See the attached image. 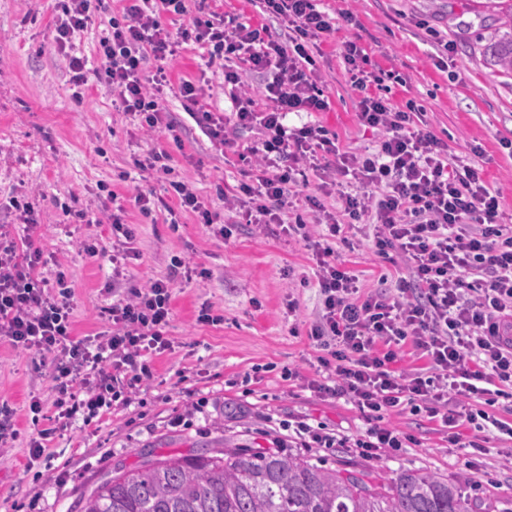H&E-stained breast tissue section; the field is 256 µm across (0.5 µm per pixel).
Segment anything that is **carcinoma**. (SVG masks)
<instances>
[{"mask_svg":"<svg viewBox=\"0 0 512 512\" xmlns=\"http://www.w3.org/2000/svg\"><path fill=\"white\" fill-rule=\"evenodd\" d=\"M507 32L484 48L512 74V0L497 3ZM80 512H471L456 484L403 471L377 480L307 459L250 448L152 459L117 472L80 502Z\"/></svg>","mask_w":512,"mask_h":512,"instance_id":"cac0c4a2","label":"carcinoma"}]
</instances>
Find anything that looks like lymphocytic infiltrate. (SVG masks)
I'll use <instances>...</instances> for the list:
<instances>
[{"label": "lymphocytic infiltrate", "instance_id": "1", "mask_svg": "<svg viewBox=\"0 0 512 512\" xmlns=\"http://www.w3.org/2000/svg\"><path fill=\"white\" fill-rule=\"evenodd\" d=\"M262 3L268 15L293 31L292 47L275 40L267 26L209 10L207 0H198L205 17L177 29L168 20L186 14V0H127L122 16L110 18L98 39L100 65L93 69L87 58L74 54V39L103 0H56L55 42L73 86L85 85L91 74L103 79L118 111L143 132L165 131L175 143L180 137L168 118L164 89L170 80L164 63L175 60L184 43L205 48L210 60L221 63L233 109L201 108L205 89L189 80L178 88L183 107L220 145L234 146L235 135L252 132L242 158L259 167L260 175L240 183L217 213L205 207L191 185L171 179L166 146L134 158V168L168 175L167 195L198 223L217 225L224 238L230 235L224 225L229 213L239 224H278L284 233L300 232L306 227L303 219L283 221L298 196L315 223L325 226V240L311 245L323 308L310 337L324 349L317 362L326 378L311 381L310 388L322 397L345 399L372 425L351 440L300 421L293 429L299 447L350 445L369 454L403 447L410 435L384 426L382 419L406 407L440 419L454 448L463 445L459 427L482 420L512 437L511 423L487 413L499 399L512 400V226L502 223L499 199L487 187L483 169L450 164L447 145L419 127L413 112L371 92L379 77L367 70L368 56L353 40L342 44L340 54L360 94L359 123L382 134L377 150L343 152L323 126L310 121L288 126V115L329 107L307 46L331 34L335 24L315 0ZM153 59L158 66L149 76L145 69ZM242 60L248 70L239 69ZM251 74L262 81L265 108H258L252 96ZM309 170L321 175L315 195L301 192ZM333 194L341 202L337 214L322 202ZM124 214L118 204L106 217L116 278L135 256L136 232ZM358 225L367 227L380 257L394 253L405 259L410 276L397 280L395 293L360 296L356 276L337 263L331 238ZM41 262L39 249L19 252L0 231V336L17 349L53 353L60 418L82 409L92 415L109 410L149 378L150 355L170 349L173 282L160 279L133 290L113 303L109 334L77 340L71 336L70 293L64 289L54 298L45 292L33 276ZM408 343L426 358V370L396 371ZM80 388L85 391L81 397L76 394Z\"/></svg>", "mask_w": 512, "mask_h": 512}]
</instances>
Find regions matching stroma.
Segmentation results:
<instances>
[{
    "label": "stroma",
    "instance_id": "obj_1",
    "mask_svg": "<svg viewBox=\"0 0 512 512\" xmlns=\"http://www.w3.org/2000/svg\"><path fill=\"white\" fill-rule=\"evenodd\" d=\"M317 7L337 24L312 50L330 108L312 113L311 121L335 134L340 149L375 148L377 134L357 121V95L339 54L342 41L359 39L390 101L422 106L429 130L448 146L449 161L484 169L503 221L512 225V76L482 54L504 30L490 0H317ZM346 11L355 24L341 21ZM54 14L53 0H0V200L21 192L39 210L41 225L31 234L43 255L37 271L51 283L64 275L77 337L96 339L110 326L113 301L130 287L167 278L173 261L182 267L168 328L173 348L153 357L152 375L131 404L116 401L98 415L81 411L54 427L52 354L16 349L0 338V400L12 409L15 430L8 447H0V512H78L80 496L115 470H134L152 457L266 449L287 438V424L296 421L364 434L370 423L353 405L307 387L318 376V351L308 333L321 308L307 242L275 224L262 231L236 224L225 239L189 214L143 217L117 175L133 171L144 191L163 197V180L134 171L132 159L164 136L139 131L96 79L74 95L55 43ZM207 60L191 42L170 69L167 106L183 140L171 151V165L220 211L224 193L255 172L233 149L213 143L182 106L176 87L189 79L209 84L205 105L230 109L222 71ZM114 193L136 227L138 253L117 281L108 257H89L80 247L89 239L111 249L109 225L74 219L75 212L111 206ZM332 247L363 290L376 288L380 277L393 283L406 274L403 264L379 257L363 234ZM202 269L208 278L199 277ZM205 305L222 316L221 324L198 323ZM34 398L41 406L36 416L29 410ZM388 421L412 435L408 447L375 455L316 447L299 454L327 469H364L384 478L434 472L459 483L474 512H512V442L496 430L481 433L487 447L481 453L450 447L447 430L426 415L405 410ZM47 428L52 434L43 457L30 459L31 438Z\"/></svg>",
    "mask_w": 512,
    "mask_h": 512
}]
</instances>
